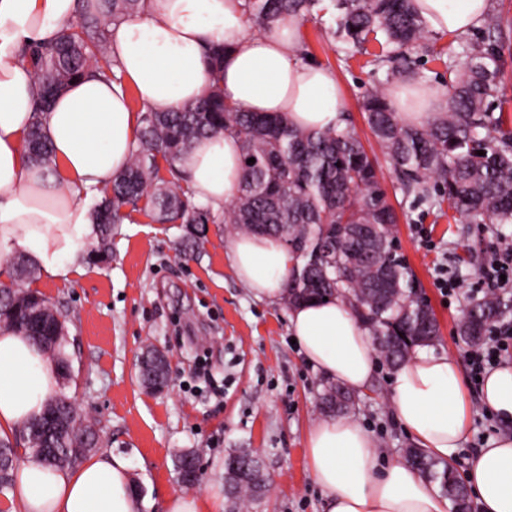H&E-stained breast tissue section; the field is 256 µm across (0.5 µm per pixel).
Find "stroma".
<instances>
[{"instance_id": "35a3bbf8", "label": "stroma", "mask_w": 512, "mask_h": 512, "mask_svg": "<svg viewBox=\"0 0 512 512\" xmlns=\"http://www.w3.org/2000/svg\"><path fill=\"white\" fill-rule=\"evenodd\" d=\"M300 53L336 72L346 116L366 150L376 153L361 111L377 79L374 64L364 54L346 58L341 44L311 21L301 28ZM379 175L398 214L395 244L439 323L434 348L458 360L472 406V439L458 449V467L488 426L458 324L472 289L482 285L481 263L501 241L488 225L459 224L447 212L403 197L388 163H381ZM232 236L224 223L190 229L125 209L112 227L109 260L85 262L83 274L65 282L36 277L32 288L49 299L67 328L71 376L58 389L94 424L102 451L130 457L133 481L142 489L141 512H165L179 488L174 458L185 449L197 450L202 460L196 495H224V457L236 448L256 454L273 479L262 497L247 502V512H325L305 448L307 431L321 416L324 379L292 344L287 306L257 300L236 279ZM443 266L461 270L458 296L444 298L436 287ZM150 346L164 350L171 364L161 392L138 379L137 360ZM392 374L378 361L350 413L382 458L403 456L413 445L392 410Z\"/></svg>"}]
</instances>
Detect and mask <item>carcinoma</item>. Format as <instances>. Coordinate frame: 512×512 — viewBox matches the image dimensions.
Returning <instances> with one entry per match:
<instances>
[{"label": "carcinoma", "instance_id": "obj_1", "mask_svg": "<svg viewBox=\"0 0 512 512\" xmlns=\"http://www.w3.org/2000/svg\"><path fill=\"white\" fill-rule=\"evenodd\" d=\"M324 0H247L250 24L265 30L279 18L294 15L327 26L331 37L353 52L374 41L380 53L374 62L386 67L382 79L367 92L363 111L381 152L393 168L406 197L438 210L446 207L466 224H512V129L493 104L504 89L505 25L499 12L487 13L481 36L461 39L448 49H436L412 0H335L338 13L324 20ZM142 0H104L93 13L81 12L76 24L58 39L31 52L40 97L38 111H49L46 88L60 91L90 73L110 74L108 27L137 16ZM448 56V100L444 111L426 124L404 122L391 106L388 87L416 78L408 51ZM138 145L128 168L112 178L101 199L92 201L96 239L88 256L104 259L112 224L125 207L141 202L172 224L224 221L240 232L274 236L289 246L296 264L288 281L287 305L340 296L379 338L377 349L392 367L413 347L433 342L439 325L432 309L413 296L415 280L393 246L397 213L379 178V164L356 132L312 131L292 126L284 116L244 112L224 102L221 88L207 93L180 112L143 107ZM231 134L240 142L242 179L232 200L216 212L189 198L176 168L179 157L200 138ZM484 154L477 155L478 151ZM35 161L52 164V151L35 125L30 139ZM169 178L159 176L158 159ZM255 162L249 164L247 160ZM371 224L376 239L368 247L349 233V226ZM10 284L0 285V326L23 331L37 347L56 353L58 366L68 363L65 326H57L54 308L36 291L19 286L33 277L23 255L11 262ZM512 315V293L491 292L473 304L458 324L467 344L478 342ZM355 404V396L340 385L321 396L320 409L340 413ZM44 408L55 423L45 436V414L22 425L24 449L50 468H74L96 447L97 434L63 392ZM426 479L436 482L453 503L454 512H471L468 493L455 468L418 448L407 454ZM17 448L0 439V486L12 481ZM262 466L244 450L224 459L232 498L262 495L257 479Z\"/></svg>", "mask_w": 512, "mask_h": 512}]
</instances>
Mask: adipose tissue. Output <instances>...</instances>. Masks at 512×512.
<instances>
[{"label": "adipose tissue", "instance_id": "obj_1", "mask_svg": "<svg viewBox=\"0 0 512 512\" xmlns=\"http://www.w3.org/2000/svg\"><path fill=\"white\" fill-rule=\"evenodd\" d=\"M97 0H0V259L20 251L47 278L79 271L95 232L88 200L129 163L139 129L131 97L173 112L219 83L225 101L247 112L283 115L307 130L343 129L345 104L334 70L302 60L301 26L290 16L252 31L244 0H147L134 19L109 28L110 55L121 75L76 80L50 112L36 116L37 80L22 49L55 42L62 28ZM426 27L462 36L478 28L490 0H413ZM227 46L219 76L204 61L207 45ZM444 89L399 83L391 103L407 122L434 117ZM42 120L55 159L53 171L30 162L26 139ZM194 201L222 209L242 173L240 144L230 135L201 140L178 163ZM236 278L260 300L281 301L294 265L281 240L235 235L229 244ZM291 336L315 371L344 388L371 381L376 356L369 329L341 297L288 309ZM57 386L50 353L24 333L0 328V435L42 410ZM482 405L512 423V364L489 371ZM398 423L417 447L447 458L465 442L471 405L457 359L416 348L394 372L390 395ZM308 471L326 512H449L407 460L376 464V443L354 420L315 421L306 436ZM463 480L479 512H512V432H501L466 461ZM22 512H140L128 458L93 455L75 469H52L38 457L21 463L12 492Z\"/></svg>", "mask_w": 512, "mask_h": 512}]
</instances>
